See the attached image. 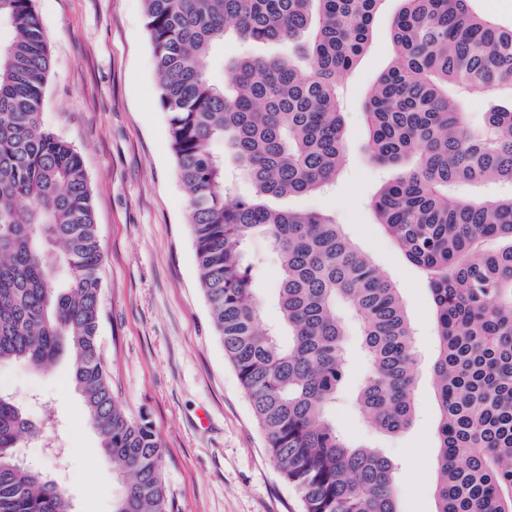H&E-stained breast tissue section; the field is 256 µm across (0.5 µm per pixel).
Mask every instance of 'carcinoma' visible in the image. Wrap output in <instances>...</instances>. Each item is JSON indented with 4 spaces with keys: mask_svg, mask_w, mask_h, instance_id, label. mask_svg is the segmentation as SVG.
I'll return each mask as SVG.
<instances>
[{
    "mask_svg": "<svg viewBox=\"0 0 512 512\" xmlns=\"http://www.w3.org/2000/svg\"><path fill=\"white\" fill-rule=\"evenodd\" d=\"M144 2L211 321L271 460L302 512H400L391 460L329 415L355 336L369 365L360 412L389 435L412 425L419 359L400 289L330 216L270 204L336 180L338 80L385 0ZM472 2L400 0L394 58L364 114L369 158L392 173L373 211L424 274L435 314L436 512H512V192H457L512 187V105L498 104L512 102V25ZM230 34L291 51L242 55L226 82L213 69ZM49 66L34 0H0V364L49 370L68 351L87 422L128 475L113 512H171L159 436L115 401L101 356L102 253L80 154L41 122ZM471 93L491 102L480 130L465 121ZM227 156L249 196L224 192ZM257 237L281 257L274 326L255 293ZM31 430L0 391V512H72L62 488L16 461Z\"/></svg>",
    "mask_w": 512,
    "mask_h": 512,
    "instance_id": "cac0c4a2",
    "label": "carcinoma"
}]
</instances>
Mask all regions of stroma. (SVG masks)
Wrapping results in <instances>:
<instances>
[{
	"label": "stroma",
	"mask_w": 512,
	"mask_h": 512,
	"mask_svg": "<svg viewBox=\"0 0 512 512\" xmlns=\"http://www.w3.org/2000/svg\"><path fill=\"white\" fill-rule=\"evenodd\" d=\"M35 6L51 58L42 121L79 151L90 182L103 253L101 354L116 401L128 416L147 414L155 426L172 512H301L212 325L144 0H35ZM396 10L397 0H385L366 54L343 82L346 161L335 184L283 204L334 217L401 291L419 356L412 426L388 436L360 416L355 395L367 364L358 356L333 419L347 438L378 448L395 464L400 512H435L437 410L429 377L435 317L421 273L377 222L371 201L387 175L366 151L363 102L392 61ZM248 250L261 260L254 282L264 321L276 323L280 257L261 237ZM70 369L64 353L48 371L20 361L0 365V388L43 428L24 435L15 453L58 483L72 512H113L123 491L117 466L87 423Z\"/></svg>",
	"instance_id": "35a3bbf8"
}]
</instances>
